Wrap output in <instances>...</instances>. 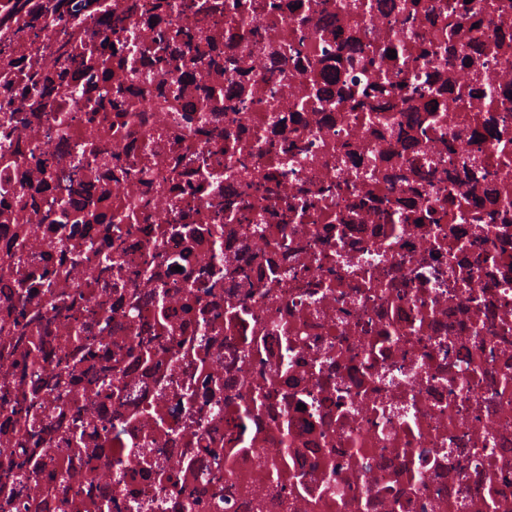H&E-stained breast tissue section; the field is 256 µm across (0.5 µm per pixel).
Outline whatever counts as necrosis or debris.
<instances>
[{
  "label": "necrosis or debris",
  "mask_w": 512,
  "mask_h": 512,
  "mask_svg": "<svg viewBox=\"0 0 512 512\" xmlns=\"http://www.w3.org/2000/svg\"><path fill=\"white\" fill-rule=\"evenodd\" d=\"M38 2L0 8V37L36 23L51 73L61 25L32 21ZM128 2L61 10L90 48L125 42L129 98L171 84L174 105L78 126L79 72L25 124L0 115V339L29 337L0 356V512H512V221L490 218L512 211V0H224L225 50L262 63L245 81L154 69L156 25ZM447 13L456 63L411 67ZM372 54L410 98L371 90ZM218 82L254 108L230 147L199 102ZM171 138L202 186L189 224ZM465 139L488 177L462 168ZM147 154L148 174L119 170Z\"/></svg>",
  "instance_id": "1"
}]
</instances>
